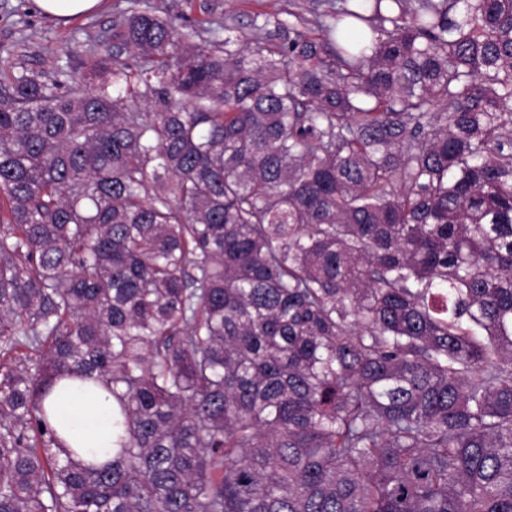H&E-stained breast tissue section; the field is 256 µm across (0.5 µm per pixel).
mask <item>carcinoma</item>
I'll return each instance as SVG.
<instances>
[{
	"instance_id": "carcinoma-1",
	"label": "carcinoma",
	"mask_w": 512,
	"mask_h": 512,
	"mask_svg": "<svg viewBox=\"0 0 512 512\" xmlns=\"http://www.w3.org/2000/svg\"><path fill=\"white\" fill-rule=\"evenodd\" d=\"M269 25L0 83V512H512V0ZM45 405L51 426L71 448L83 449L86 460L101 463L111 456L106 453L112 450V397L93 382L57 383Z\"/></svg>"
}]
</instances>
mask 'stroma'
I'll return each instance as SVG.
<instances>
[{
    "label": "stroma",
    "mask_w": 512,
    "mask_h": 512,
    "mask_svg": "<svg viewBox=\"0 0 512 512\" xmlns=\"http://www.w3.org/2000/svg\"><path fill=\"white\" fill-rule=\"evenodd\" d=\"M328 0H142V5L159 14L188 18L204 38L223 36L233 28L244 40H252L255 13L287 20L296 13L299 27L313 26L326 10ZM127 0H102L93 14L64 22L43 14L34 0H0V60L13 72H27L54 80L59 72L82 73V63L99 39L127 8Z\"/></svg>",
    "instance_id": "35a3bbf8"
}]
</instances>
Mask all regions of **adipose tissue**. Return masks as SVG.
Wrapping results in <instances>:
<instances>
[{"instance_id":"adipose-tissue-1","label":"adipose tissue","mask_w":512,"mask_h":512,"mask_svg":"<svg viewBox=\"0 0 512 512\" xmlns=\"http://www.w3.org/2000/svg\"><path fill=\"white\" fill-rule=\"evenodd\" d=\"M48 421L70 447L92 463L104 462L112 448V398L96 385L63 381L45 401Z\"/></svg>"}]
</instances>
